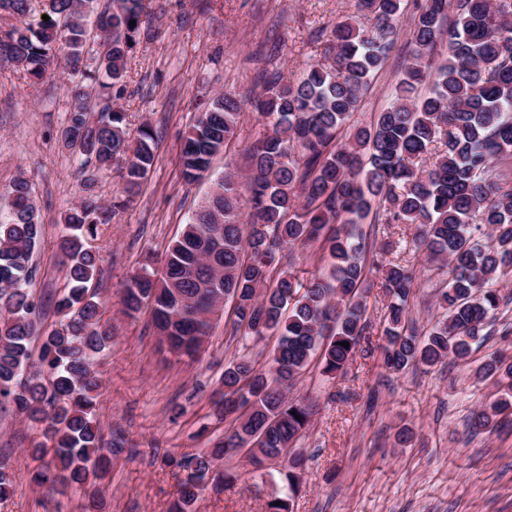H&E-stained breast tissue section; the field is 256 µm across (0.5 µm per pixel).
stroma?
I'll return each instance as SVG.
<instances>
[{
	"mask_svg": "<svg viewBox=\"0 0 512 512\" xmlns=\"http://www.w3.org/2000/svg\"><path fill=\"white\" fill-rule=\"evenodd\" d=\"M146 0L151 21L127 61L125 92L119 103L129 129L149 123L156 134L155 160L147 181L112 223L101 225L92 246L101 274L94 286L103 318L115 334L98 363L102 394L97 419L104 436L122 430L124 452L114 458L103 486L106 512H169L183 476L162 457L197 453L224 426L210 415L224 365L236 354H270L276 340L233 342L223 319L212 324L198 356L171 354L151 329L150 311L123 315L121 292L144 263L161 268L169 243L203 201L214 177L230 170L245 174L249 149L265 132L255 112H246L226 152L212 160L197 181L182 174L180 148L200 103L229 92L252 100L263 73L289 77L324 60V41L336 22L357 15L356 0ZM406 6L399 35L383 69L363 92L359 108L341 129L372 123L391 102L408 55ZM68 73L54 68L29 86L23 75L0 70V191L17 177L34 189L43 224L33 254L31 288L43 304L46 329L59 323L53 307L65 286L58 241L66 232L63 216L79 197V158L65 147ZM417 225L375 224L376 244L396 242L395 261L413 267L417 285L408 312L420 332L439 316L435 292L448 272L426 263L412 241ZM508 299L496 315L493 333L466 361L394 373L382 367L387 299L372 288L366 318L376 349L360 353L336 379L310 365L292 397L311 396L316 410L297 447L307 457L292 512H512V432L488 430L474 436L468 417L499 399L493 379L477 368L494 355L512 361V279L500 281ZM409 428L412 442L400 446L397 432ZM39 428L10 406H0V459L14 475V493L0 512H82L81 490L66 494L36 487L37 463L31 446ZM230 478L222 492L205 491L194 512H264L281 481L255 483L252 465L237 455L224 463Z\"/></svg>",
	"mask_w": 512,
	"mask_h": 512,
	"instance_id": "stroma-1",
	"label": "stroma"
}]
</instances>
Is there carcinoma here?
<instances>
[{"label":"carcinoma","mask_w":512,"mask_h":512,"mask_svg":"<svg viewBox=\"0 0 512 512\" xmlns=\"http://www.w3.org/2000/svg\"><path fill=\"white\" fill-rule=\"evenodd\" d=\"M109 2L96 17L105 51L96 69L86 71L95 0H47L49 20L35 23L24 21L30 0H0V13L19 21L0 26V64L35 85L59 59L66 61L77 79L69 87L62 139L82 165L93 167L82 172L79 200L64 216L73 230L60 245L67 286L55 303L60 328L47 334L29 289L43 232L29 181L17 178L0 204V402L40 428L43 440L31 456L43 467L34 483L84 491L86 512H102L101 481L110 457L124 451L118 438L103 442L95 419L97 359L114 329L102 320L92 289L98 264L89 241L139 193L155 160L151 126L130 139L126 112L112 104V96L124 93L127 59L147 16L145 0ZM358 6L372 17L371 26L336 23L326 48L332 65L310 64L294 78L269 80L253 102L267 129L250 148L247 173L217 177L169 246L162 271L142 269L122 295L123 314L134 318L149 308L155 331L178 356L201 350L210 316L228 304L235 315L230 337H277L268 362L244 354L224 365V391L211 406L227 424L224 435L190 457L164 459L184 472L169 512H192L203 491L221 489L229 478L224 460L237 448L248 451L257 472L270 459H286L288 497L268 500L266 512H291L289 497L298 493L305 465L293 445L313 409L308 398L288 392L314 361L330 379L354 361L369 330L370 274L382 275L390 298L379 346L386 369L433 367L450 356L465 360L491 335L504 300L493 284L512 277V186L497 167L512 156V0H424L412 14L411 60L393 102L341 144L339 131L382 70L404 14V0H358ZM450 7L456 21L448 29V56L434 70L432 54ZM430 77L429 94L417 96ZM96 100L105 106L93 119L89 107ZM242 116L243 103L230 94L203 103L182 144L186 180L209 171ZM113 168L121 187L105 201L96 172ZM372 211L376 224L418 225L417 248L447 261L450 280L439 295L444 312L423 337L407 312L414 270L384 259L390 244L379 252L348 229ZM483 225L491 229L485 244L473 237ZM314 242L330 264V280L304 283L281 266L283 251ZM482 370L512 391L511 363L493 359ZM511 408L506 394L473 410L470 427L488 430ZM12 488V473L0 462V502Z\"/></svg>","instance_id":"1"}]
</instances>
